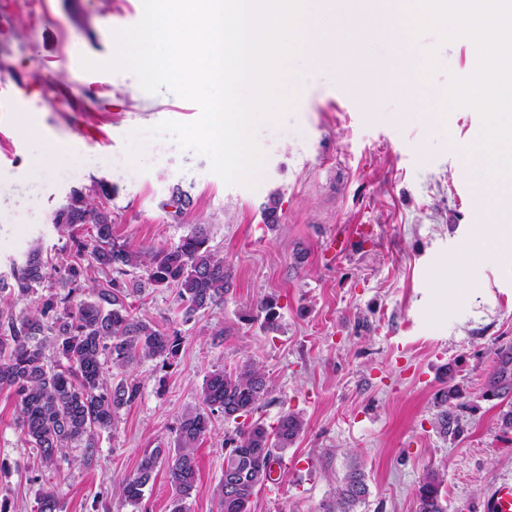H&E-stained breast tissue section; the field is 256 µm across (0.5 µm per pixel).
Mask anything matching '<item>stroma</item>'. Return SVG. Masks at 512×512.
Listing matches in <instances>:
<instances>
[{
  "mask_svg": "<svg viewBox=\"0 0 512 512\" xmlns=\"http://www.w3.org/2000/svg\"><path fill=\"white\" fill-rule=\"evenodd\" d=\"M142 15L141 0H0V276L35 246L53 263L65 259L73 243L55 227V211L72 190L104 187L117 243L169 248L205 226L233 268V286L223 304L187 319L175 288L149 286L129 298L133 315L177 331L180 348L169 365L148 359L129 369L140 394L101 434L92 461L73 448L58 469L38 468L15 424L16 398L0 390V502L9 512H38L37 491L47 484L63 512H170L166 465L139 505L122 497L124 480L144 453L174 447L210 371L253 362L270 382L257 419L270 427L288 411L304 429L250 512H324L354 468L368 486L355 512H417L416 491L431 470L444 477L445 512H482L484 491L512 479V431L501 429L497 402L481 397L496 348L512 344V269L469 262L472 292L441 325L426 321L430 268L461 258L486 221L474 189L486 167L460 154L480 132L478 113L455 109L443 126L415 117L379 38L372 61L332 47L307 67L294 84L296 110L258 132L257 188L226 185L207 157L169 135L147 142L140 172L128 162L127 134L193 121L198 106L167 89L146 93L127 72L83 70L80 59L108 60L113 30ZM435 45L444 69L434 92L450 75H469L474 51L468 40L441 46L432 34L406 48L414 58ZM372 67L389 72L391 84L377 86ZM64 85L78 90V105L58 99ZM180 193L188 204L177 203ZM271 201L274 228L262 215ZM349 224L367 225L373 244L325 254L326 239ZM265 300L279 314L276 327L258 314ZM451 385L463 393L460 430L444 436L436 398ZM234 429L214 414L198 442L188 512H218L224 438Z\"/></svg>",
  "mask_w": 512,
  "mask_h": 512,
  "instance_id": "35a3bbf8",
  "label": "stroma"
}]
</instances>
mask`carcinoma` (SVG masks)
Returning <instances> with one entry per match:
<instances>
[{"mask_svg":"<svg viewBox=\"0 0 512 512\" xmlns=\"http://www.w3.org/2000/svg\"><path fill=\"white\" fill-rule=\"evenodd\" d=\"M54 224L68 231L74 252L58 278L59 289L46 293L38 288L47 275L50 261L39 247L12 264L13 283L0 279V294L9 291L31 298L34 312L9 318L0 333V388L17 396V426L25 442L37 450L40 467L51 471L69 448L84 449V461L93 460L100 432L115 427L119 411L133 403L140 385L121 377L107 385L105 363L125 372L141 359L169 363L179 351L177 332L131 315L126 299L140 295L146 285L174 286L184 316L224 302L233 283V270L208 245L199 228L170 248L138 249L112 239V214L98 209L90 196L76 194L56 211ZM91 224L93 243L77 239V228ZM116 274L93 298L75 300L88 270ZM141 267L145 278L126 279L127 268ZM493 366L482 391L486 400L506 402L498 415L504 429L512 430V346L495 350ZM269 393V381L258 366L248 363L234 372L213 370L201 388L202 405L183 413L176 433V448H155L144 454L134 475L122 483L121 494L131 505L138 504L153 479L158 464L167 463L174 497L171 512H187L186 501L195 488L198 464L197 442L209 430L211 415L220 412L236 420L256 413ZM461 395L453 385L444 390L437 406L440 433L458 431L448 413V400ZM303 430V421L285 413L276 426L267 428L256 420L236 428L224 439V476L216 488L221 512H249L255 491L272 481L279 453L290 447ZM443 477L427 473L417 493L418 512H445L442 505ZM368 493L362 473L346 475L336 489V500L327 512H354ZM38 512H62L56 493L45 486L37 491Z\"/></svg>","mask_w":512,"mask_h":512,"instance_id":"1","label":"carcinoma"}]
</instances>
